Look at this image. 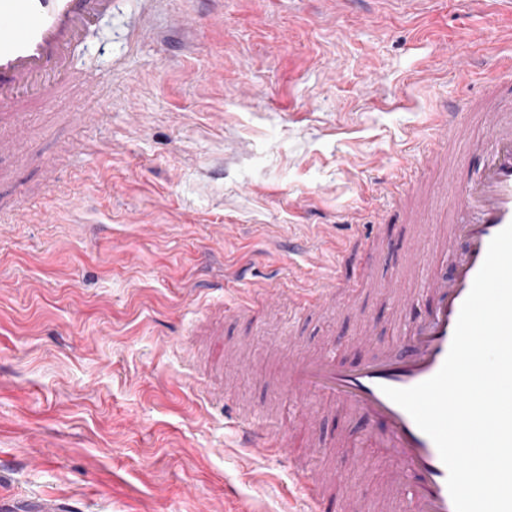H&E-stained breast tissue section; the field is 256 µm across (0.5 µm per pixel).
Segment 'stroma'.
Segmentation results:
<instances>
[{"label":"stroma","instance_id":"obj_1","mask_svg":"<svg viewBox=\"0 0 512 512\" xmlns=\"http://www.w3.org/2000/svg\"><path fill=\"white\" fill-rule=\"evenodd\" d=\"M510 57L512 16L496 0H432L420 15L369 0H113L74 55L93 93L70 88L27 130L34 161L12 190L48 220L0 234V512L49 496L68 512H302L287 455H241L225 408L280 415L301 451L280 362L328 342L351 366L368 354L360 336H394L367 264L419 288L404 274L414 224L447 230L480 164L468 142L485 134L471 120L446 140L434 114ZM67 140L80 150L57 157ZM361 224L390 249L361 247ZM340 266V312L301 311L294 289ZM264 288L275 308L232 314ZM240 343L254 364L214 403L215 347ZM309 407L322 466L376 512L388 458L370 448L351 470L333 440L361 422Z\"/></svg>","mask_w":512,"mask_h":512}]
</instances>
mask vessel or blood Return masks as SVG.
Segmentation results:
<instances>
[{
    "instance_id": "b4317fda",
    "label": "vessel or blood",
    "mask_w": 512,
    "mask_h": 512,
    "mask_svg": "<svg viewBox=\"0 0 512 512\" xmlns=\"http://www.w3.org/2000/svg\"><path fill=\"white\" fill-rule=\"evenodd\" d=\"M112 0H0V150L21 144L29 103L49 104L63 96L79 75L72 55L87 30L111 12ZM480 103L485 139L471 142L484 159L482 169L463 183L452 202L455 220L445 237L417 229V251L443 253L447 267L423 279L421 295L405 294L399 280L374 279L373 285L391 303L399 331L372 356L348 367L330 349L305 348L289 357L279 371L292 400L324 399L364 423L360 439L345 440L350 465L366 460L354 453L356 442L385 449L392 462L389 478L377 493L402 495L405 512H455L447 487L448 471L432 439L385 393L406 389L433 377L449 352L461 306L467 298L493 237L512 224V65L487 68ZM448 138L465 131L458 104L438 115ZM27 204L15 196L0 199V223H15L27 214ZM345 283L333 276L322 288L305 295L307 309L335 312ZM240 445L264 454L281 452L283 436L277 422L259 421L237 413ZM314 447L290 456L302 479L314 512H353L361 494L358 485L343 486L338 500L328 498L324 476L311 466Z\"/></svg>"
}]
</instances>
